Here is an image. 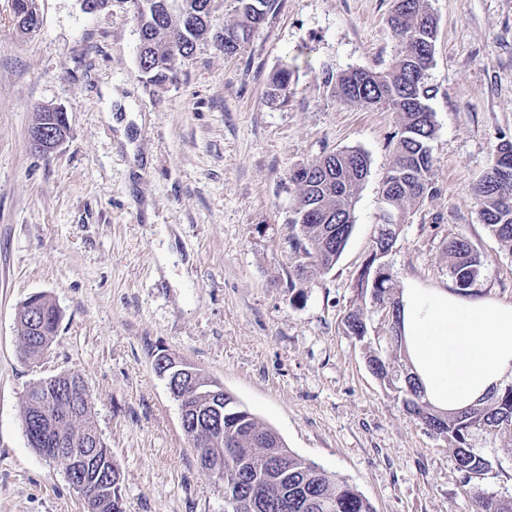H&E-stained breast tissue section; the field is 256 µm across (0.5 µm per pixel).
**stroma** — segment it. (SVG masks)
Returning a JSON list of instances; mask_svg holds the SVG:
<instances>
[{
	"mask_svg": "<svg viewBox=\"0 0 512 512\" xmlns=\"http://www.w3.org/2000/svg\"><path fill=\"white\" fill-rule=\"evenodd\" d=\"M391 3L276 0L238 53L200 41L156 86L138 70L127 0L96 14L80 0H37L41 25L30 35L0 0V512H82L63 465L29 448L23 428L28 386L60 374L91 390L124 512H224V492L201 470L154 370L163 353L222 385L375 512H476L479 494L512 500V432L472 434L491 467L467 479L448 441L370 371V350L392 353L380 313L367 340L344 326L381 222L399 119L337 104L322 71L388 67L399 49ZM430 4L436 192L411 209L385 262L398 288L454 287L445 244L462 235L485 256L468 298L512 301V251L479 221L473 193L499 133L512 136V0ZM285 65L288 100L270 103V79ZM44 107L64 108L70 126L47 157L29 137ZM343 148L370 158L353 232L331 269L298 283L295 302L290 173ZM36 293L61 321L34 365L17 315Z\"/></svg>",
	"mask_w": 512,
	"mask_h": 512,
	"instance_id": "35a3bbf8",
	"label": "stroma"
}]
</instances>
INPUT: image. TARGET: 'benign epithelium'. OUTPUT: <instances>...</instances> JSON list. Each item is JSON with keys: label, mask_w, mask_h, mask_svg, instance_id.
Wrapping results in <instances>:
<instances>
[{"label": "benign epithelium", "mask_w": 512, "mask_h": 512, "mask_svg": "<svg viewBox=\"0 0 512 512\" xmlns=\"http://www.w3.org/2000/svg\"><path fill=\"white\" fill-rule=\"evenodd\" d=\"M53 119L54 116H49L48 122L36 128L34 135L30 137L34 147L40 149L47 146L51 153L61 144V141L54 140L53 130L49 127ZM158 363L160 378L166 381L170 394L177 402L183 432L196 445L210 477L222 486L224 501L228 504L234 503L233 483L224 472V453L219 451V447L224 444L223 411L234 412L239 410V406L233 404L222 410L215 406L213 401L224 396V388L201 373L193 374L188 363L168 354L159 355ZM64 379L77 405L90 408L91 396L85 380L74 375H66ZM26 397L36 404L43 416L42 440L47 448L43 449L42 455L66 458L70 474L77 477L73 489L82 501V512H95V504L99 500L106 495L112 496L119 490L120 476H114L111 482L101 480L102 473H112V462H100L89 454L76 455L68 452L66 442L57 429L54 406L43 396L40 383L32 384Z\"/></svg>", "instance_id": "benign-epithelium-1"}]
</instances>
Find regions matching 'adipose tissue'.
<instances>
[{
    "label": "adipose tissue",
    "mask_w": 512,
    "mask_h": 512,
    "mask_svg": "<svg viewBox=\"0 0 512 512\" xmlns=\"http://www.w3.org/2000/svg\"><path fill=\"white\" fill-rule=\"evenodd\" d=\"M401 317L412 370L436 409L465 410L512 380V302L412 284Z\"/></svg>",
    "instance_id": "obj_1"
}]
</instances>
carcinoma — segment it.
I'll list each match as a JSON object with an SVG mask.
<instances>
[{"label":"carcinoma","mask_w":512,"mask_h":512,"mask_svg":"<svg viewBox=\"0 0 512 512\" xmlns=\"http://www.w3.org/2000/svg\"><path fill=\"white\" fill-rule=\"evenodd\" d=\"M139 27L138 68L149 82L161 86L173 71L178 58L191 56L197 42L208 37L211 24L190 26L187 19L196 15L210 17L211 0H130ZM244 22L224 28L216 41L224 54L240 50L249 32L259 26L273 8L275 0H237ZM388 23L400 39V48L384 71L371 69L326 70L324 85L340 105H369L378 100L399 117L400 132L393 144V161L383 181L386 196L393 200L402 217L434 192L430 176L433 156L430 143L435 137L434 115L427 101L432 89L424 79L430 69L434 51L420 48V42L435 43L437 19L429 0H392ZM292 72L279 70L271 79L268 96L288 100ZM369 157L360 149L332 151L319 160L295 168L290 181L298 186L294 207L295 235L289 239L290 251L296 258L288 288L297 282L330 269L341 256L354 225V206L358 191L369 173ZM512 168V140L498 137V144L488 170L477 181L474 192L478 201V218L504 247L512 250V197L500 192L502 169ZM397 225H390L389 235L377 237L373 254L386 257L397 241ZM448 268L458 288L466 290L478 279L484 255L469 239L451 236L446 245ZM391 270L374 284L366 281L360 295L369 304L349 310L344 325L349 334L363 339L371 309L388 303L393 296ZM35 328L24 338L23 352L30 359L40 357L56 336L60 313L56 305L40 296L30 310ZM395 363L371 351L368 364L385 388L402 395L406 410L431 431L448 440L455 451L460 470L468 476L488 471L489 462L473 452L468 438L475 430L502 433L512 430V397L496 394L485 402L458 414L441 412L424 400V394L411 369L401 337L391 336ZM55 404L62 409L71 405L68 386H50ZM24 432L30 446L40 450V427L34 409L25 408ZM74 447L82 446L85 435L93 432L90 418L76 417L64 425ZM224 466L235 470L239 480V506L234 512H256L253 490H263L267 508L263 512H374L370 502L344 479L329 474L313 462L290 452L273 428L261 423L249 412L240 418L224 420ZM288 454L283 472L288 475V501H283V483L269 474L263 459L273 454ZM477 512H512V501L480 494Z\"/></svg>","instance_id":"obj_1"}]
</instances>
